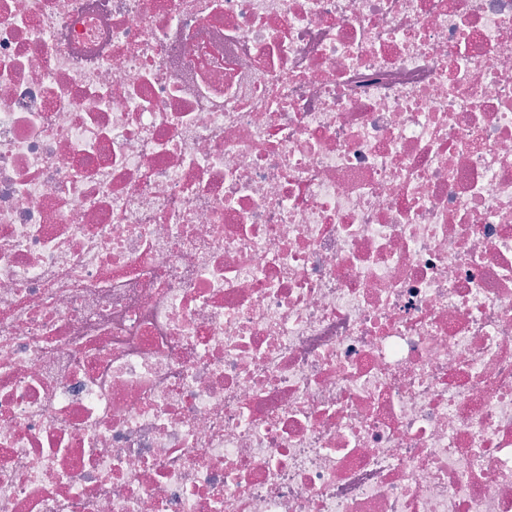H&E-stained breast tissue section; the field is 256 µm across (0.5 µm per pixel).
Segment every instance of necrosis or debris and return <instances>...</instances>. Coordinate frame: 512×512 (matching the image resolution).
Instances as JSON below:
<instances>
[{"instance_id":"4bbe7bcc","label":"necrosis or debris","mask_w":512,"mask_h":512,"mask_svg":"<svg viewBox=\"0 0 512 512\" xmlns=\"http://www.w3.org/2000/svg\"><path fill=\"white\" fill-rule=\"evenodd\" d=\"M0 512H512V0H0Z\"/></svg>"}]
</instances>
